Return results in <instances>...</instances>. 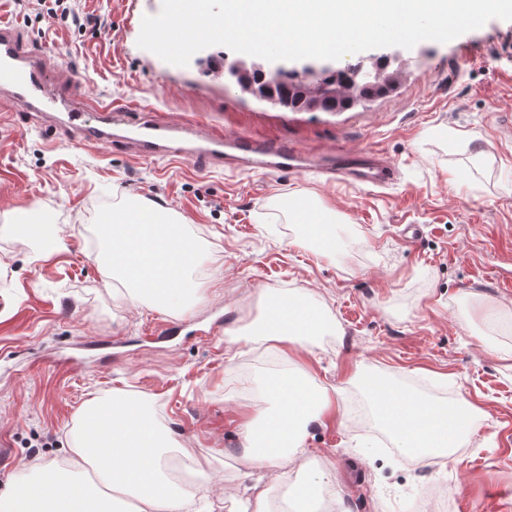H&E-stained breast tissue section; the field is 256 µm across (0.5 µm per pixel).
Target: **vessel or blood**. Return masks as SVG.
Returning <instances> with one entry per match:
<instances>
[{"label":"vessel or blood","mask_w":512,"mask_h":512,"mask_svg":"<svg viewBox=\"0 0 512 512\" xmlns=\"http://www.w3.org/2000/svg\"><path fill=\"white\" fill-rule=\"evenodd\" d=\"M0 89L7 90L20 107L26 122L46 126L54 109L65 117L59 130L79 144L120 141L140 158H161L186 154L204 169L228 164L258 162L271 172L296 168L301 151L292 144L259 141L233 134L212 125L186 121L172 126L163 115L143 107L132 110L126 104L82 99L60 90L51 80L43 57L19 44V28L0 19ZM329 179L352 176L355 181L383 187L395 176L392 167L376 154L337 153L327 168Z\"/></svg>","instance_id":"b4317fda"}]
</instances>
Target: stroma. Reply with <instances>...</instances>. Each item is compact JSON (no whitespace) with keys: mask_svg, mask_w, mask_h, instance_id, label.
<instances>
[{"mask_svg":"<svg viewBox=\"0 0 512 512\" xmlns=\"http://www.w3.org/2000/svg\"><path fill=\"white\" fill-rule=\"evenodd\" d=\"M77 26L42 0H0L25 49L54 54L51 73L80 76L86 99L134 101L179 123L298 146L321 158L377 151L397 183H324L312 171H204L189 159L132 158L124 147L75 145L57 131L6 121L0 94V490L26 463L64 460L82 404L126 390L212 476L210 512H243L257 479L244 470V395L283 368L246 331L260 292L305 290L324 301L333 334L296 357L341 403L343 419L311 424L308 469H335L345 512H422L427 488L446 512H512V21L423 41L390 95L329 114L291 113L242 93L219 69L166 63L141 49L144 16L162 0H69ZM472 137L470 149L462 137ZM336 211L325 258L288 199ZM140 199L185 219L200 260L186 308L132 301L104 264L103 212ZM418 236L406 243L403 230ZM377 373L414 393L468 400L481 426L469 453L422 462L357 428Z\"/></svg>","mask_w":512,"mask_h":512,"instance_id":"stroma-1","label":"stroma"}]
</instances>
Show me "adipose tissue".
I'll return each mask as SVG.
<instances>
[{"instance_id":"ef3b65f1","label":"adipose tissue","mask_w":512,"mask_h":512,"mask_svg":"<svg viewBox=\"0 0 512 512\" xmlns=\"http://www.w3.org/2000/svg\"><path fill=\"white\" fill-rule=\"evenodd\" d=\"M288 220L324 228L320 252L336 253L334 212L306 196L288 202ZM118 226L106 237L107 260L132 287L133 298L157 306H181L195 293L188 270L194 242L173 231L161 214L138 203L113 210ZM330 320L299 292L266 297L251 333L294 353L305 337L328 328ZM374 415L401 453L418 458L447 455L477 425L474 406H448L402 389L379 374L364 377ZM256 415L245 432L246 468L279 472L283 462L309 456V425L337 415L339 406L309 381L304 367L270 373L255 400ZM174 446L142 399L115 394L81 409L71 433V455L62 465L34 463L0 491V512H191L206 499L211 476L199 473L187 486L167 473Z\"/></svg>"}]
</instances>
